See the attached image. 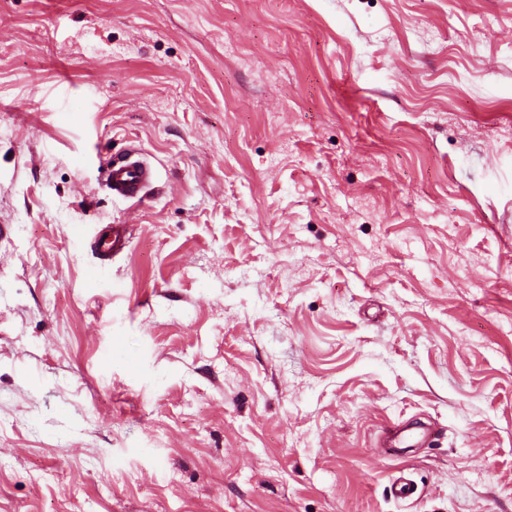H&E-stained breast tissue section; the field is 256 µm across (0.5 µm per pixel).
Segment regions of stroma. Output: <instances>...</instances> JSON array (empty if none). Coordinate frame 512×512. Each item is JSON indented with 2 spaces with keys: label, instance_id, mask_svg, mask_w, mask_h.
I'll return each instance as SVG.
<instances>
[{
  "label": "stroma",
  "instance_id": "1",
  "mask_svg": "<svg viewBox=\"0 0 512 512\" xmlns=\"http://www.w3.org/2000/svg\"><path fill=\"white\" fill-rule=\"evenodd\" d=\"M1 224L0 512H512V0H0ZM139 150L122 156H112L102 165L106 187L112 194L127 200L141 198L152 186L153 173L150 164ZM130 233L124 224H112L111 230L101 234L98 239V249L101 253L102 264L94 267L91 278L98 282H104V265L112 257L123 251L129 240Z\"/></svg>",
  "mask_w": 512,
  "mask_h": 512
}]
</instances>
